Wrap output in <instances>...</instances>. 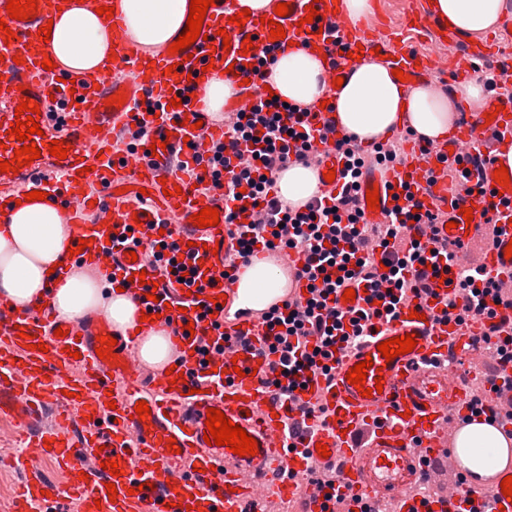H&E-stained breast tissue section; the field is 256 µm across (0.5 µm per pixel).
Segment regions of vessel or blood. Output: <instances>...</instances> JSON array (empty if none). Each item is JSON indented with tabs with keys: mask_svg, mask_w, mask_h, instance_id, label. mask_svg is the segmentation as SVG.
<instances>
[{
	"mask_svg": "<svg viewBox=\"0 0 512 512\" xmlns=\"http://www.w3.org/2000/svg\"><path fill=\"white\" fill-rule=\"evenodd\" d=\"M7 3L0 0V18L14 37L0 31V160L12 159L20 145L9 128L23 101L38 104L42 132L31 137L39 159L19 172H0V203L34 190L56 200L74 238L87 242L82 258L113 274V287L123 288L139 313L154 315V328L166 331L172 345L168 366L183 374L171 381L167 366L143 363L135 339L122 335L113 359L99 358L98 337L112 334L104 318L63 321L45 308L19 315L0 303V417L24 434L16 464L26 480L16 512H50L63 498L77 500L78 512H258L264 489L297 502V512H352L350 490L356 497L394 501L396 512H512L501 488L512 475V455L491 475L456 463L455 493L425 500L408 492L428 477L422 459L437 462L455 452L454 437L473 396L469 361L477 342L491 337L492 325L512 330V308L501 305L492 320L476 316L460 324L447 316L448 300L460 297L461 268L512 282V258L505 255L512 242V187L500 188L494 179L502 146L512 144V101L504 100L503 112L491 120L466 113L448 138L411 146L405 165L365 161L358 205L366 222L384 223L391 211L419 200L439 221L408 225V235L423 247L457 255L459 263L428 276L429 295L404 297L393 314L372 319L356 346L336 353L334 370L307 371L304 387L288 399L268 385L280 366L268 350L267 317L305 307V251L276 246L240 253L247 226L270 217V204L261 199L235 201L233 222L194 224V213L224 206L210 164L215 147L224 145L234 166L252 164L245 147H226L225 134L239 113L269 97L261 77L264 50L278 54L294 42L316 47L328 83L346 76L358 51L385 56L389 69L402 70L414 83L444 73L445 58L406 45L405 29L354 31L333 0H287L289 12L279 18L286 36L278 40L270 36L274 8L240 27L230 21V0H214L202 39L188 48L146 59L124 46L116 26L112 65L63 83L56 70L42 67L49 45L38 30L65 0H39L35 15L24 20L10 18ZM311 5L316 15H309ZM440 43L463 48L474 60L489 56L486 47L461 45L448 31ZM207 65L237 84L220 112L205 103L201 77ZM118 92L126 97L120 106L110 102ZM175 99L180 107H172ZM312 111L318 130L305 160L320 175L321 191L335 192L341 179L327 181L322 174L344 166L334 149L342 132L335 112L318 105ZM127 128L145 129V143L117 148ZM54 140L68 146L66 159L46 151ZM478 183L486 186L485 196L473 193ZM97 187L102 196L94 195ZM373 188L379 206L371 210L365 195ZM468 207L473 219L467 224L462 211ZM164 242L175 244L177 261L194 268L192 279L161 274L156 255ZM259 261L282 273L287 284L260 306H241L246 274ZM347 286L355 297L336 301L337 310L373 309L366 283L353 279ZM407 334L417 340L413 351L385 359L380 343ZM368 358L373 365L366 387H383L369 398L346 378ZM140 400L150 408L143 420L134 416ZM50 405L59 417L48 427L44 410ZM211 408L254 438L256 455L205 443ZM320 443L329 456L318 453ZM37 458L69 471L70 483L51 481L34 466ZM107 460L117 462L118 476L103 470Z\"/></svg>",
	"mask_w": 512,
	"mask_h": 512,
	"instance_id": "vessel-or-blood-1",
	"label": "vessel or blood"
}]
</instances>
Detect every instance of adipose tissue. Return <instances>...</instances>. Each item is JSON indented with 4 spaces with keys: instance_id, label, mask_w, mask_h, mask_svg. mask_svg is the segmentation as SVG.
Wrapping results in <instances>:
<instances>
[{
    "instance_id": "1",
    "label": "adipose tissue",
    "mask_w": 512,
    "mask_h": 512,
    "mask_svg": "<svg viewBox=\"0 0 512 512\" xmlns=\"http://www.w3.org/2000/svg\"><path fill=\"white\" fill-rule=\"evenodd\" d=\"M115 6L125 16L128 41L149 55L164 47L185 19V0H115ZM429 11L451 30L475 39L501 29L511 13L506 0H430ZM78 39L85 46L80 53L73 49ZM49 42L59 70L80 73L97 69L107 59L112 32L83 0H72L54 21ZM266 80L293 104L310 106L333 97L337 125L365 143L386 139L406 126L426 140L442 139L459 112L487 104L479 80L462 81L448 95L427 85L409 90L374 58L352 64L333 93L324 81L322 58L301 44L279 55ZM75 245L70 225L50 202L25 201L0 211V301L21 315L45 304L63 320L97 311L118 331L135 328L136 306L127 296L103 291L95 280L70 267ZM457 448L464 465L482 473L506 456L508 444L498 429L477 420L462 429Z\"/></svg>"
}]
</instances>
